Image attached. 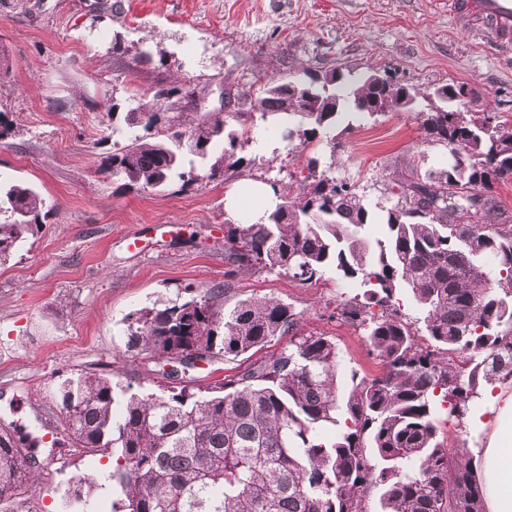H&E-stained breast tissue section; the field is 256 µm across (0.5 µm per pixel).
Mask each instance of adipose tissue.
<instances>
[{
  "instance_id": "1",
  "label": "adipose tissue",
  "mask_w": 512,
  "mask_h": 512,
  "mask_svg": "<svg viewBox=\"0 0 512 512\" xmlns=\"http://www.w3.org/2000/svg\"><path fill=\"white\" fill-rule=\"evenodd\" d=\"M480 452L486 512H512V384L487 386L482 411L469 420Z\"/></svg>"
}]
</instances>
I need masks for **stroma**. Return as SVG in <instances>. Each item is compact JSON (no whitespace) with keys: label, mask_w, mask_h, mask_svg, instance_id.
Segmentation results:
<instances>
[{"label":"stroma","mask_w":512,"mask_h":512,"mask_svg":"<svg viewBox=\"0 0 512 512\" xmlns=\"http://www.w3.org/2000/svg\"><path fill=\"white\" fill-rule=\"evenodd\" d=\"M142 51L150 64L122 76L105 65L112 53L129 62ZM330 68L350 80L386 71L423 92L462 83L468 109L512 119V61L491 34L450 17L448 0H0V181L29 183L47 201L33 236L0 265V435L59 427L58 384L105 366L133 391H158L155 363L125 350L123 319L188 287L224 286L228 310L256 297L291 304L302 332L336 341L339 383L353 370L380 371L360 333L336 317L345 290L334 273L312 284L265 270L224 278V221L250 219L228 197L287 179L299 141L254 118L243 174L223 183L137 190L99 170L112 151V109L128 111L161 81L196 84L211 109L224 84ZM427 109L420 99L354 118L336 128L335 146H318L320 168L382 201L411 169L448 161L421 136ZM34 453L41 484L23 512H68L69 480L108 467L68 447Z\"/></svg>","instance_id":"obj_1"}]
</instances>
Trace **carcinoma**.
I'll return each instance as SVG.
<instances>
[{"mask_svg": "<svg viewBox=\"0 0 512 512\" xmlns=\"http://www.w3.org/2000/svg\"><path fill=\"white\" fill-rule=\"evenodd\" d=\"M343 73H309L300 84L224 88L230 112L186 121L185 82L138 100L123 118L133 135L114 141L100 170L126 186L162 188L229 179L244 160L248 122L271 117L306 146L327 137L347 114L381 115L411 106L417 91L371 74L341 90ZM466 86L428 94L424 139L448 149V163L413 172L387 204H376L382 234H364L373 213L355 185L318 160H303L298 183L268 180L276 198L265 221L224 224V260L284 271L300 283L330 271L355 281L336 316L363 331L383 366L352 372L337 394L339 351L324 335L301 333L300 317L275 298L223 309L224 290L195 289L187 299L142 308L127 319L125 348L158 363L202 354L239 357L279 336L288 347L211 385L164 375L160 393L87 372L59 387L67 444L112 459L104 480L112 512H486L470 449L448 443L466 428L482 390L512 380V224L501 221L494 185L512 178V124L470 112ZM239 129L224 134L226 118ZM142 128L144 134L135 132ZM211 158L205 174L180 171L184 153ZM45 200L23 182L0 187V264L39 224ZM411 312L402 310L401 296ZM36 458L25 439L0 436V512H19L36 487ZM96 481L80 477L68 494L87 500Z\"/></svg>", "mask_w": 512, "mask_h": 512, "instance_id": "1", "label": "carcinoma"}]
</instances>
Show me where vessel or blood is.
I'll use <instances>...</instances> for the list:
<instances>
[{
  "mask_svg": "<svg viewBox=\"0 0 512 512\" xmlns=\"http://www.w3.org/2000/svg\"><path fill=\"white\" fill-rule=\"evenodd\" d=\"M448 12L474 31L491 32L499 49L512 50V0H448Z\"/></svg>",
  "mask_w": 512,
  "mask_h": 512,
  "instance_id": "obj_1",
  "label": "vessel or blood"
}]
</instances>
